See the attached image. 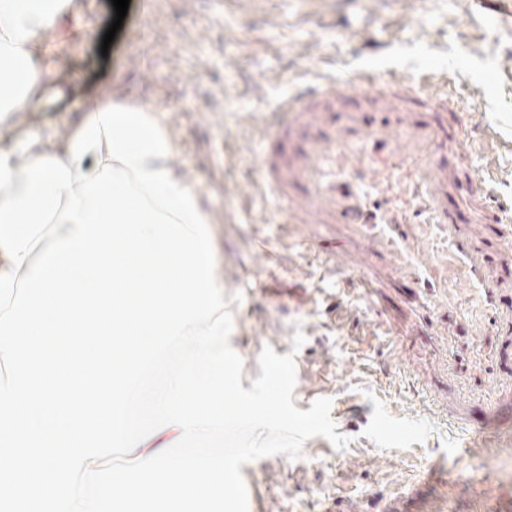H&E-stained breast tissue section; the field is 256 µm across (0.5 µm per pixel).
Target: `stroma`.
Listing matches in <instances>:
<instances>
[{"instance_id":"stroma-1","label":"stroma","mask_w":512,"mask_h":512,"mask_svg":"<svg viewBox=\"0 0 512 512\" xmlns=\"http://www.w3.org/2000/svg\"><path fill=\"white\" fill-rule=\"evenodd\" d=\"M48 43L40 101L0 140L66 132L103 92L161 104L175 161L214 217L243 388L264 346L295 353L294 404L321 397L349 447L307 440L242 465L249 512H512V252L448 180L458 233L485 259L497 301L432 265L393 270L386 240L357 224H283L257 190L256 125L301 78L354 86L359 67L429 77L485 121L463 119L499 200L512 204V0H130L110 47L111 0H78ZM317 236L315 246L301 241ZM303 330L306 344L293 351Z\"/></svg>"}]
</instances>
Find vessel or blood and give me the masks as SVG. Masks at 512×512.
I'll return each mask as SVG.
<instances>
[{
  "label": "vessel or blood",
  "mask_w": 512,
  "mask_h": 512,
  "mask_svg": "<svg viewBox=\"0 0 512 512\" xmlns=\"http://www.w3.org/2000/svg\"><path fill=\"white\" fill-rule=\"evenodd\" d=\"M351 80L359 87L353 95L338 93L335 79L326 78L299 83L279 100L278 136L302 124L316 133L303 146L279 145L256 157L262 198L281 205L286 224L398 225L402 254L416 241V226H433L443 239L428 243L411 271L449 262L471 287H484L471 244L449 232L459 215L448 202L449 170L484 199L492 183L486 166L467 163L460 127L448 120L458 97L411 75L360 72ZM489 214L501 244L511 248L512 208L498 203Z\"/></svg>",
  "instance_id": "b4317fda"
}]
</instances>
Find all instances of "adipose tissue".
<instances>
[{
	"instance_id": "1",
	"label": "adipose tissue",
	"mask_w": 512,
	"mask_h": 512,
	"mask_svg": "<svg viewBox=\"0 0 512 512\" xmlns=\"http://www.w3.org/2000/svg\"><path fill=\"white\" fill-rule=\"evenodd\" d=\"M76 7V0H0V127L34 106L45 74L35 65L32 50L57 31ZM113 102L110 96L87 102L81 120L65 137L50 129L16 140L5 149L10 169L17 172L46 158L70 164L77 135Z\"/></svg>"
}]
</instances>
